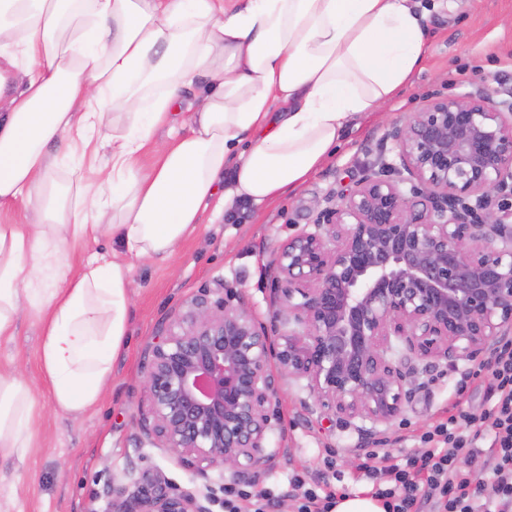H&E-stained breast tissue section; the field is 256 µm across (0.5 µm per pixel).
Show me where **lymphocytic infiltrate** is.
Returning a JSON list of instances; mask_svg holds the SVG:
<instances>
[{
    "label": "lymphocytic infiltrate",
    "instance_id": "lymphocytic-infiltrate-1",
    "mask_svg": "<svg viewBox=\"0 0 512 512\" xmlns=\"http://www.w3.org/2000/svg\"><path fill=\"white\" fill-rule=\"evenodd\" d=\"M469 377L488 381V406L473 415L461 402L448 407L447 421L431 426L420 440L426 449L395 464L382 454V467H366L373 496L385 512H512V338L499 342L493 353L476 363ZM487 448L497 460L493 471L498 497L481 502V470H462L460 458H475ZM345 490L329 478L308 482L294 477L288 495L295 512H333Z\"/></svg>",
    "mask_w": 512,
    "mask_h": 512
}]
</instances>
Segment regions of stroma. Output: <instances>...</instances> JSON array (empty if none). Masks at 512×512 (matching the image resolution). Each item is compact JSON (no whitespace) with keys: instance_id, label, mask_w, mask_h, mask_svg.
<instances>
[{"instance_id":"1","label":"stroma","mask_w":512,"mask_h":512,"mask_svg":"<svg viewBox=\"0 0 512 512\" xmlns=\"http://www.w3.org/2000/svg\"><path fill=\"white\" fill-rule=\"evenodd\" d=\"M427 7L428 41L423 68L392 104L347 129L329 160L301 187L257 207L237 201L229 209H207L199 229L173 257L134 262L127 347L112 362V380L101 402L80 418L54 411L42 387L38 366L40 322L23 310L17 336L0 341V369L16 371L36 395L33 445L24 462L0 449V476L12 492L0 490V512H108L112 487L129 486L149 474L171 490L213 497L212 512H224V485L230 471H212L203 480L177 456L156 447L136 428L143 401L142 363L158 323L199 295L225 287L249 302L261 320L269 318L275 272L273 248L313 223L326 197L354 188L366 167L391 161L385 128L402 122L435 96L490 92L494 102L512 104V0H422ZM467 363L438 362L420 369L413 397L389 425L340 423L327 410H305L310 395L303 383L286 380L280 393L279 421L269 435L270 465L245 483L249 492L279 490L301 475L317 478L334 463L349 494L367 496L370 487L359 471L373 430L397 458L422 452L419 435L435 422L449 401L459 399L474 413L485 408L484 389L464 379Z\"/></svg>"}]
</instances>
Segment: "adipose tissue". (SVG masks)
Here are the masks:
<instances>
[{
    "label": "adipose tissue",
    "mask_w": 512,
    "mask_h": 512,
    "mask_svg": "<svg viewBox=\"0 0 512 512\" xmlns=\"http://www.w3.org/2000/svg\"><path fill=\"white\" fill-rule=\"evenodd\" d=\"M416 0H0V341L42 325L56 411L94 408L125 344L131 260L172 257L209 203L299 188L350 125L423 67ZM213 87L145 173L138 160L198 75ZM228 187H221L224 173ZM122 259L66 248L101 237ZM31 387L0 371V448L32 446ZM93 251H99L101 253H110L112 251L119 254L120 247L116 243H112V239L109 237H102L95 244L89 245L87 248L75 247L68 249V262L71 268L75 269L80 264L81 260L88 254Z\"/></svg>",
    "instance_id": "adipose-tissue-1"
}]
</instances>
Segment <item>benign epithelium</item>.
Masks as SVG:
<instances>
[{"label": "benign epithelium", "mask_w": 512, "mask_h": 512, "mask_svg": "<svg viewBox=\"0 0 512 512\" xmlns=\"http://www.w3.org/2000/svg\"><path fill=\"white\" fill-rule=\"evenodd\" d=\"M383 140L391 162L279 244L269 321L204 288L163 319L143 366L137 428L201 478L249 480L272 459L286 377L345 424L388 425L411 363L479 362L512 335V106L437 96ZM207 495L122 488L110 512H210Z\"/></svg>", "instance_id": "7a95c632"}]
</instances>
